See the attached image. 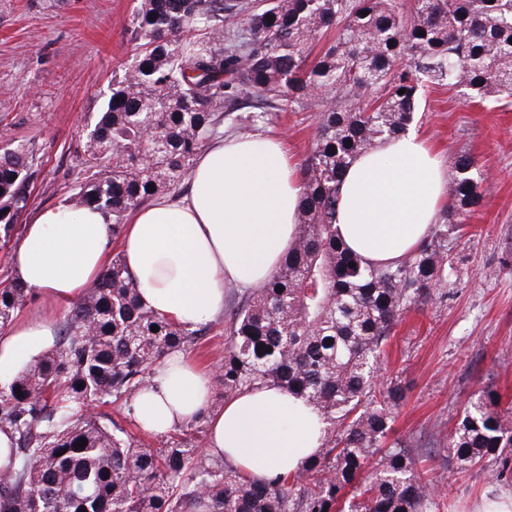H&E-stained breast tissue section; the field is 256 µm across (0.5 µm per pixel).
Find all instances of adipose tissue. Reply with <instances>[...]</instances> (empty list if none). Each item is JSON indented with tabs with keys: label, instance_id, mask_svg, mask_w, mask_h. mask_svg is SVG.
Instances as JSON below:
<instances>
[{
	"label": "adipose tissue",
	"instance_id": "adipose-tissue-1",
	"mask_svg": "<svg viewBox=\"0 0 512 512\" xmlns=\"http://www.w3.org/2000/svg\"><path fill=\"white\" fill-rule=\"evenodd\" d=\"M189 184L183 196L136 208L121 252L144 308L197 326L223 312L226 285L255 288L277 270L296 235L301 175L283 140L219 137L198 155ZM447 202V168L410 130L349 165L336 227L367 261L390 262L422 243ZM111 247L112 226L98 210L61 203L32 215L10 263L48 310L0 330V384L55 346L58 315L100 279ZM129 412L155 435L209 413L207 452L250 479L298 473L321 446L312 405L262 387L213 407L209 376L183 353L162 362Z\"/></svg>",
	"mask_w": 512,
	"mask_h": 512
}]
</instances>
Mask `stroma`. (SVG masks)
Here are the masks:
<instances>
[{"mask_svg": "<svg viewBox=\"0 0 512 512\" xmlns=\"http://www.w3.org/2000/svg\"><path fill=\"white\" fill-rule=\"evenodd\" d=\"M136 0H0V140L33 145L43 160L29 212L67 199L86 129L101 112L120 66L130 62ZM316 107L284 113L259 133L284 138L297 161L310 153ZM414 127L445 163L471 155L482 200L453 251L446 297L408 312L396 329L383 380L407 398L393 437L417 439L439 478L437 512H479L512 497V481L448 458V432L471 393L494 389L512 409V103L430 89Z\"/></svg>", "mask_w": 512, "mask_h": 512, "instance_id": "obj_1", "label": "stroma"}]
</instances>
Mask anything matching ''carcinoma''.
Listing matches in <instances>:
<instances>
[{
  "label": "carcinoma",
  "instance_id": "1",
  "mask_svg": "<svg viewBox=\"0 0 512 512\" xmlns=\"http://www.w3.org/2000/svg\"><path fill=\"white\" fill-rule=\"evenodd\" d=\"M330 29L333 43L312 56ZM131 37L133 61L86 132L69 198L103 212L114 239L131 211L186 179L241 99L257 111L236 118L240 132L316 101L296 237L232 314L217 378L227 400L266 386L313 405L321 447L296 475L249 480L191 439L208 412L155 448L87 415L91 404L130 402L208 329L141 307L117 254L64 317L54 349L0 387V432L17 442L0 468V512H435L425 456L411 441L386 444L406 387L375 380L403 313L446 295L449 252L481 200L479 167L455 158L442 221L387 264L339 240L341 177L408 130L431 84L512 97V0H414L408 10L401 0H137ZM41 172L34 148L0 149L3 238ZM28 295L15 281L0 288V328ZM448 457L490 466L492 484L512 477V414L491 389L469 398Z\"/></svg>",
  "mask_w": 512,
  "mask_h": 512
}]
</instances>
